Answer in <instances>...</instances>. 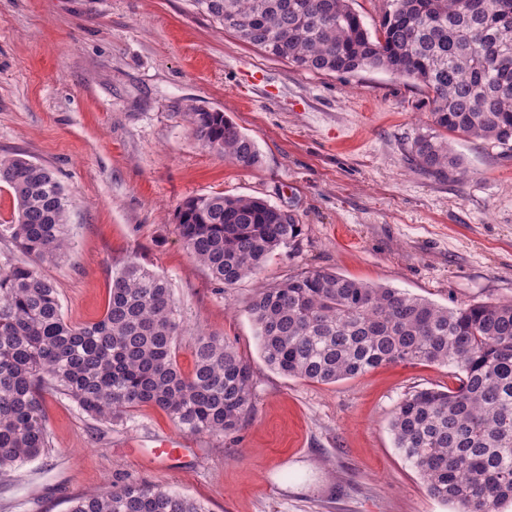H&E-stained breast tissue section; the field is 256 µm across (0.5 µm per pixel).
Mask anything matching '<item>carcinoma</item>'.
I'll use <instances>...</instances> for the list:
<instances>
[{"label": "carcinoma", "instance_id": "obj_1", "mask_svg": "<svg viewBox=\"0 0 512 512\" xmlns=\"http://www.w3.org/2000/svg\"><path fill=\"white\" fill-rule=\"evenodd\" d=\"M505 2L512 6L486 0L477 18L463 0H388L371 33L350 0H193L242 42L303 70L373 68L422 86L431 126L411 155L440 178L460 165L452 136L512 149ZM184 116L203 148L243 169L261 166L255 141L223 112L191 105ZM0 182L17 204L15 222L0 224V240L13 245L0 263V475L50 448L47 395L66 396L109 426L153 406L192 435L238 430L254 410L249 361L223 337L200 334L193 371L184 374L168 278L134 258L113 278L100 319H66L39 266L69 246V195L51 168L20 153L0 160ZM175 231L230 288L259 275L302 225L265 200L217 194L184 201ZM248 312L265 363L288 377L330 384L386 364L457 368L456 387L422 389L399 404L390 424L396 447L454 512H499L512 502V301L448 308L323 268L259 288ZM69 512L206 510L180 493L128 482L77 498Z\"/></svg>", "mask_w": 512, "mask_h": 512}]
</instances>
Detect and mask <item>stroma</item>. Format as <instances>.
Returning a JSON list of instances; mask_svg holds the SVG:
<instances>
[{
    "instance_id": "stroma-1",
    "label": "stroma",
    "mask_w": 512,
    "mask_h": 512,
    "mask_svg": "<svg viewBox=\"0 0 512 512\" xmlns=\"http://www.w3.org/2000/svg\"><path fill=\"white\" fill-rule=\"evenodd\" d=\"M223 111L263 157L239 168L203 149L186 105ZM422 88L385 70L312 73L267 57L191 0H0V159L56 172L72 245L42 274L64 316L98 320L131 258L166 275L193 338L223 336L249 359L254 410L224 437L191 435L144 406L106 427L49 395L50 450L0 477V512H68L70 499L135 480L207 512H453L431 496L390 430L414 391L457 383L453 367L390 364L336 383L263 361L247 308L259 283L315 268L441 306L512 300V150L453 139L459 171L410 159L431 118ZM250 196L302 226L260 279L219 289L174 231L185 200ZM177 459L152 464L158 440Z\"/></svg>"
}]
</instances>
